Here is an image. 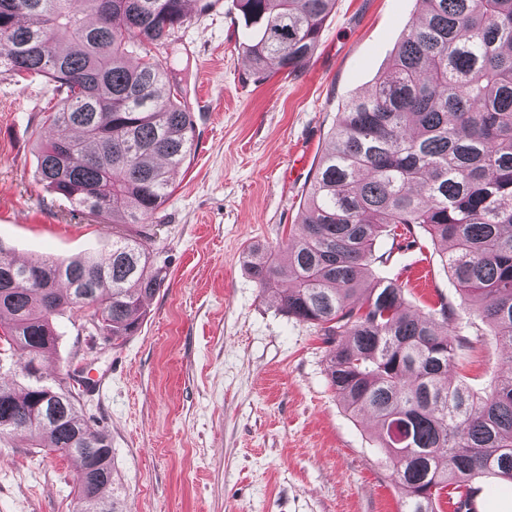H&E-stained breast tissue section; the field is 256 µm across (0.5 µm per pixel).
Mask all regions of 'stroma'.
<instances>
[{"label": "stroma", "instance_id": "35a3bbf8", "mask_svg": "<svg viewBox=\"0 0 512 512\" xmlns=\"http://www.w3.org/2000/svg\"><path fill=\"white\" fill-rule=\"evenodd\" d=\"M417 0H336L310 61L254 81L240 48L237 0L191 13L179 37L193 59L196 134L173 190L147 225L166 284L137 335L106 342L78 315L56 318L45 373L106 375L80 395L112 440L124 512H398L371 420L330 387L327 346L285 315L242 264L253 243H285L342 104L369 90L408 34ZM53 104L44 78L0 77V247L18 261L106 257L112 227L59 198L38 173L39 122ZM376 277L405 288L408 307L460 305L433 247L392 248ZM501 351L486 325L453 369L491 391ZM77 464L24 434L0 437V512H72Z\"/></svg>", "mask_w": 512, "mask_h": 512}]
</instances>
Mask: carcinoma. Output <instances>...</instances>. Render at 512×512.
<instances>
[{
    "instance_id": "cac0c4a2",
    "label": "carcinoma",
    "mask_w": 512,
    "mask_h": 512,
    "mask_svg": "<svg viewBox=\"0 0 512 512\" xmlns=\"http://www.w3.org/2000/svg\"><path fill=\"white\" fill-rule=\"evenodd\" d=\"M0 0V75H39L60 96L42 118L39 174L82 211L112 225L108 257L20 263L0 295V342L17 357L0 384V431L47 442L78 464L72 512L118 508L112 443L67 382L41 371L56 349L57 315L94 304V328L134 336L143 306L165 284L146 224L172 192L195 132L191 63L178 32L190 0ZM409 33L373 89L338 113L304 198L288 262L263 245L243 264L287 316L315 327L326 372L345 408L377 426L400 490V512H476L473 481L512 483V0H418ZM335 0H238L251 73L294 72L313 56ZM69 147L59 159L61 145ZM384 237L431 242L465 300L506 351L492 392L473 393L450 370L469 321L446 302L408 310L404 287L370 278ZM45 413L49 424L33 422Z\"/></svg>"
}]
</instances>
